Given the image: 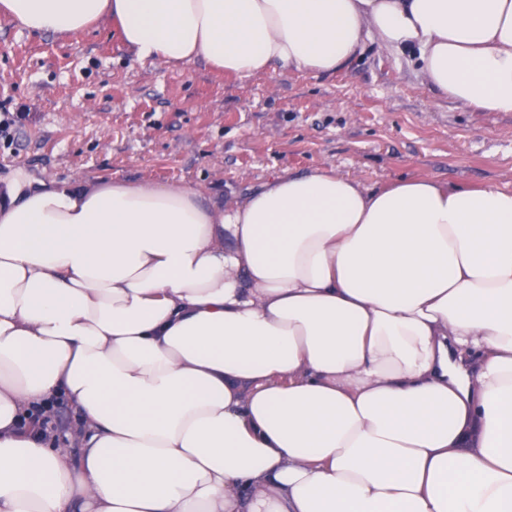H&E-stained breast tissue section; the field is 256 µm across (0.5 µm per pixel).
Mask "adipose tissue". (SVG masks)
<instances>
[{
	"instance_id": "ef3b65f1",
	"label": "adipose tissue",
	"mask_w": 512,
	"mask_h": 512,
	"mask_svg": "<svg viewBox=\"0 0 512 512\" xmlns=\"http://www.w3.org/2000/svg\"><path fill=\"white\" fill-rule=\"evenodd\" d=\"M247 79L367 44L512 113V0H0ZM64 399L81 450L32 425ZM0 512H512V190L0 181Z\"/></svg>"
}]
</instances>
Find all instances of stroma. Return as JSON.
Instances as JSON below:
<instances>
[{
  "mask_svg": "<svg viewBox=\"0 0 512 512\" xmlns=\"http://www.w3.org/2000/svg\"><path fill=\"white\" fill-rule=\"evenodd\" d=\"M0 176L201 183L241 196L326 166L370 189L414 178L512 190V115L431 91L407 55L367 45L330 76L248 79L139 62L111 22L75 35L0 17Z\"/></svg>",
  "mask_w": 512,
  "mask_h": 512,
  "instance_id": "35a3bbf8",
  "label": "stroma"
}]
</instances>
